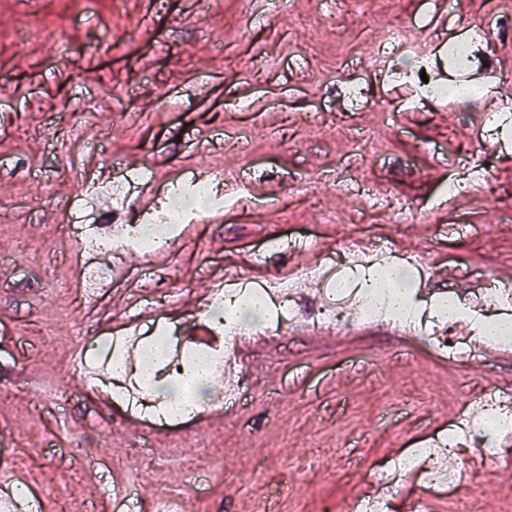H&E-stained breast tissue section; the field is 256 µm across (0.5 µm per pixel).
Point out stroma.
Returning a JSON list of instances; mask_svg holds the SVG:
<instances>
[{"label":"stroma","mask_w":512,"mask_h":512,"mask_svg":"<svg viewBox=\"0 0 512 512\" xmlns=\"http://www.w3.org/2000/svg\"><path fill=\"white\" fill-rule=\"evenodd\" d=\"M512 0H0V466L20 470L43 512H74L88 466V512L139 484L138 512L177 494L185 512H341L376 492L383 458L442 426L464 400L512 381V365L459 362L422 338L371 326L347 334L299 324L246 357V393L223 420H185L137 452L77 368L82 346L111 336L138 272L178 299L214 289L224 268L253 282L303 266L304 249H261L298 235L312 249L372 238L421 251L425 286L475 292L512 270L511 94L485 65L512 70ZM394 34L423 50L433 81L483 85L473 103L399 109L408 93L375 63ZM473 43L470 68L448 45ZM359 83L362 103L343 93ZM95 160H88L89 149ZM244 177L248 203L186 227L164 265L131 254L90 305L83 262L60 225L86 224L80 200L99 177L146 171L132 201L166 193L200 165ZM456 193H449V180ZM306 184L308 195L297 192ZM417 205L399 223L396 202ZM183 449V464L171 463ZM447 466L477 512H512V445L467 447ZM210 476L198 483L196 467Z\"/></svg>","instance_id":"35a3bbf8"}]
</instances>
